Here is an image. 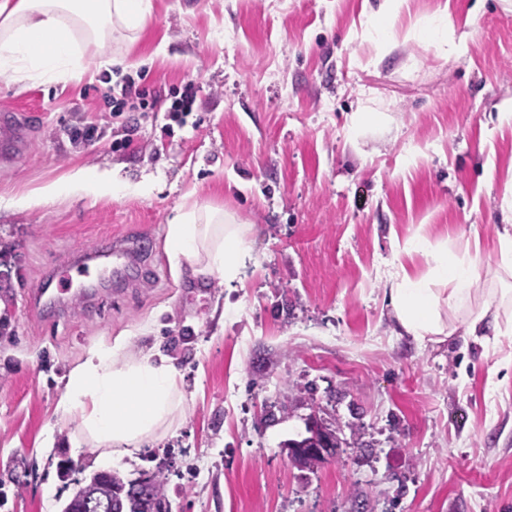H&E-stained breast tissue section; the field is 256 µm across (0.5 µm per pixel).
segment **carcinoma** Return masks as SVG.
<instances>
[{
  "label": "carcinoma",
  "mask_w": 512,
  "mask_h": 512,
  "mask_svg": "<svg viewBox=\"0 0 512 512\" xmlns=\"http://www.w3.org/2000/svg\"><path fill=\"white\" fill-rule=\"evenodd\" d=\"M310 436L288 443L290 448H304L313 438L329 436L336 438L335 430L315 423L309 426ZM167 477L158 470L134 481H127L116 472L110 473L105 480L95 476L92 480L78 487L71 500L85 497L107 498L112 502V512H137L143 502H165Z\"/></svg>",
  "instance_id": "cac0c4a2"
}]
</instances>
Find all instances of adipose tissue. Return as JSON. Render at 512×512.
I'll return each instance as SVG.
<instances>
[{"mask_svg": "<svg viewBox=\"0 0 512 512\" xmlns=\"http://www.w3.org/2000/svg\"><path fill=\"white\" fill-rule=\"evenodd\" d=\"M153 11L152 0H0V70L17 81L47 84L89 69L90 58L110 62L111 44L136 45ZM111 172L78 169L63 180L21 194L12 206L33 197L50 200L65 192L101 195L119 186ZM248 229L236 216L211 206L178 209L167 224L166 250L174 271L196 277L214 274L228 288L243 286L251 262ZM497 300H479L472 285L480 277L476 257L449 260L435 250L420 278L399 264L388 273L389 304L401 330L419 346L444 342L466 322L469 334H512V236L499 241ZM184 407L182 376L159 351L131 352L124 340L89 348L71 370L59 409L77 421L82 440L118 463L170 431Z\"/></svg>", "mask_w": 512, "mask_h": 512, "instance_id": "ef3b65f1", "label": "adipose tissue"}]
</instances>
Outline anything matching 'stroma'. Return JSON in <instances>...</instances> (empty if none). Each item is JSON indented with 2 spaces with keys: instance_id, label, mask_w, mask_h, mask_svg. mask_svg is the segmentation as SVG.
<instances>
[{
  "instance_id": "obj_1",
  "label": "stroma",
  "mask_w": 512,
  "mask_h": 512,
  "mask_svg": "<svg viewBox=\"0 0 512 512\" xmlns=\"http://www.w3.org/2000/svg\"><path fill=\"white\" fill-rule=\"evenodd\" d=\"M153 0L143 38L64 83L0 75V108L26 112L27 145L0 164V512H62L99 470H163L173 512H512V336L457 331L419 347L394 330L381 273L415 235L481 242L494 267L512 232V0ZM452 21L466 50L411 36ZM137 76L148 108L113 116ZM199 86L186 123L166 116ZM356 112L379 122L353 126ZM134 142L113 145L121 125ZM95 126L89 140L70 129ZM112 170L143 192L4 199L73 169ZM211 205L249 229L240 288L175 275V208ZM140 234L134 279L103 278L87 306L42 311L54 266ZM157 347L183 376L172 431L116 468L62 423L68 374L93 346ZM317 420L339 446L314 469L283 453Z\"/></svg>"
}]
</instances>
